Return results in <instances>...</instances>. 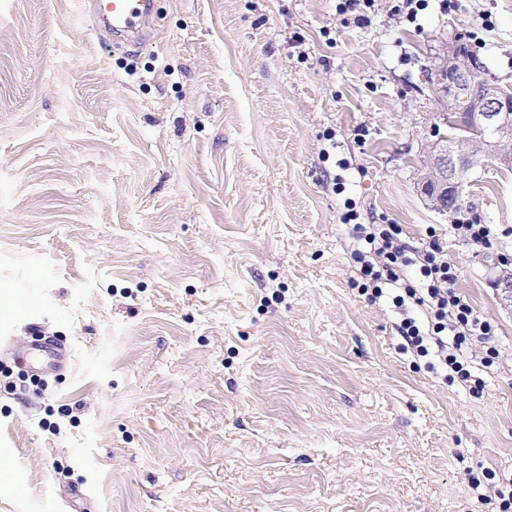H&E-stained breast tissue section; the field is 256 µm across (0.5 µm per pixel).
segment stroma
Wrapping results in <instances>:
<instances>
[{
  "label": "stroma",
  "mask_w": 512,
  "mask_h": 512,
  "mask_svg": "<svg viewBox=\"0 0 512 512\" xmlns=\"http://www.w3.org/2000/svg\"><path fill=\"white\" fill-rule=\"evenodd\" d=\"M156 0L113 45L86 0H0V512H498L512 474V298L421 191L462 35L512 84V0ZM461 218L512 230V170ZM428 228L495 325L474 393L403 350L355 227ZM376 0H344L338 4L342 14H354L352 20L357 25H367L370 22L369 11H372Z\"/></svg>",
  "instance_id": "35a3bbf8"
}]
</instances>
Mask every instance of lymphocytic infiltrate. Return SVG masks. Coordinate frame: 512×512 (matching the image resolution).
Returning <instances> with one entry per match:
<instances>
[{"label": "lymphocytic infiltrate", "instance_id": "1", "mask_svg": "<svg viewBox=\"0 0 512 512\" xmlns=\"http://www.w3.org/2000/svg\"><path fill=\"white\" fill-rule=\"evenodd\" d=\"M399 224L357 225L352 252L369 301L391 299L399 308V335L416 357L431 358L465 383L482 388L478 368L496 350L493 324L456 292L457 274L436 240L409 245Z\"/></svg>", "mask_w": 512, "mask_h": 512}]
</instances>
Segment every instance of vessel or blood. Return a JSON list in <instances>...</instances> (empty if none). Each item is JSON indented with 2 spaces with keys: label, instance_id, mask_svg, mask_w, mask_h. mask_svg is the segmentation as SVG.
I'll return each instance as SVG.
<instances>
[{
  "label": "vessel or blood",
  "instance_id": "1",
  "mask_svg": "<svg viewBox=\"0 0 512 512\" xmlns=\"http://www.w3.org/2000/svg\"><path fill=\"white\" fill-rule=\"evenodd\" d=\"M153 7L154 0H96V15L113 34L140 49L154 38L150 28Z\"/></svg>",
  "mask_w": 512,
  "mask_h": 512
}]
</instances>
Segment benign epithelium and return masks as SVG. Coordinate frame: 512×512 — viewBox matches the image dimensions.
Instances as JSON below:
<instances>
[{
	"mask_svg": "<svg viewBox=\"0 0 512 512\" xmlns=\"http://www.w3.org/2000/svg\"><path fill=\"white\" fill-rule=\"evenodd\" d=\"M439 70L445 74L439 92L446 111L468 100L464 121L472 133L453 140L443 125L433 127L436 149L429 156L424 187H434L430 198L442 207L461 200L462 175L475 165L485 160L512 165V86L495 80L485 60L460 38L446 45Z\"/></svg>",
	"mask_w": 512,
	"mask_h": 512,
	"instance_id": "obj_1",
	"label": "benign epithelium"
}]
</instances>
